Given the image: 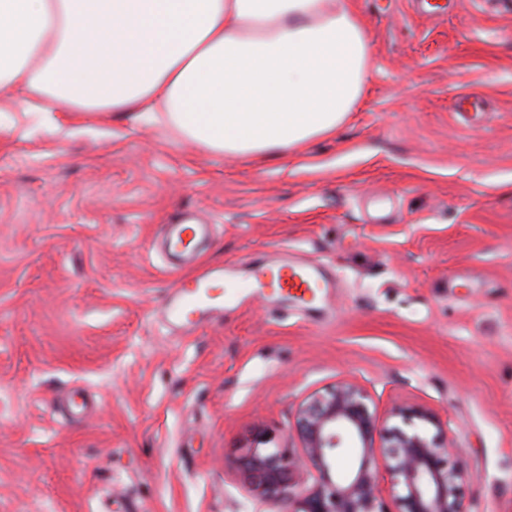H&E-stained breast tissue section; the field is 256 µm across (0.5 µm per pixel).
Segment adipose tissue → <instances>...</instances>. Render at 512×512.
Returning a JSON list of instances; mask_svg holds the SVG:
<instances>
[{
  "mask_svg": "<svg viewBox=\"0 0 512 512\" xmlns=\"http://www.w3.org/2000/svg\"><path fill=\"white\" fill-rule=\"evenodd\" d=\"M369 79L336 0H0V88L21 111L135 112L242 161L334 134Z\"/></svg>",
  "mask_w": 512,
  "mask_h": 512,
  "instance_id": "adipose-tissue-1",
  "label": "adipose tissue"
}]
</instances>
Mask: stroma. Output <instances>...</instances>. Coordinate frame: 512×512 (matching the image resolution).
I'll use <instances>...</instances> for the list:
<instances>
[{
    "label": "stroma",
    "instance_id": "35a3bbf8",
    "mask_svg": "<svg viewBox=\"0 0 512 512\" xmlns=\"http://www.w3.org/2000/svg\"><path fill=\"white\" fill-rule=\"evenodd\" d=\"M343 2L370 81L272 159L0 93V512H286L244 457L298 458L301 404L344 378L382 424L432 415L464 512H512V0ZM181 211L214 225L227 297L189 334L158 315L192 272L160 246ZM284 253L335 275L314 308L254 288Z\"/></svg>",
    "mask_w": 512,
    "mask_h": 512
}]
</instances>
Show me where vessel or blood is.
Instances as JSON below:
<instances>
[{
    "label": "vessel or blood",
    "mask_w": 512,
    "mask_h": 512,
    "mask_svg": "<svg viewBox=\"0 0 512 512\" xmlns=\"http://www.w3.org/2000/svg\"><path fill=\"white\" fill-rule=\"evenodd\" d=\"M212 232V225L178 218L164 225L162 247L170 255L193 259L198 255V245L203 244ZM222 274V269L210 268L182 282L178 292L167 297L162 304L166 316L191 331L206 318L222 314ZM250 275L255 287L268 288L301 300L313 296L315 289L333 285L332 280L324 277L317 268L286 256L272 266H251Z\"/></svg>",
    "instance_id": "b4317fda"
}]
</instances>
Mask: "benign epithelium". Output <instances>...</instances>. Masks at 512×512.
<instances>
[{"mask_svg": "<svg viewBox=\"0 0 512 512\" xmlns=\"http://www.w3.org/2000/svg\"><path fill=\"white\" fill-rule=\"evenodd\" d=\"M369 402L368 394L348 380L303 402L295 429L303 459L317 478L295 512H382L380 469L400 489V512H462L459 488L468 471L463 464H448L452 449L429 434L431 417L399 408L392 417L401 423L382 425ZM347 434L358 441L360 464L351 478L338 482L336 457ZM244 466L258 496L276 500L289 489L278 451L254 448Z\"/></svg>", "mask_w": 512, "mask_h": 512, "instance_id": "7a95c632", "label": "benign epithelium"}]
</instances>
